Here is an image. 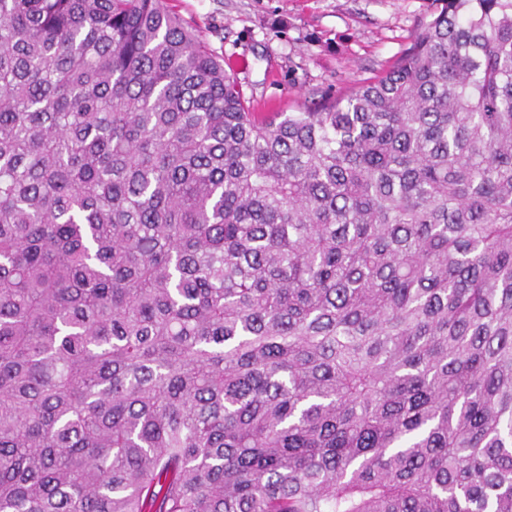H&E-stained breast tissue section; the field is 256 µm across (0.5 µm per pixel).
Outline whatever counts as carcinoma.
<instances>
[{
  "label": "carcinoma",
  "mask_w": 512,
  "mask_h": 512,
  "mask_svg": "<svg viewBox=\"0 0 512 512\" xmlns=\"http://www.w3.org/2000/svg\"><path fill=\"white\" fill-rule=\"evenodd\" d=\"M252 112L165 0H0V512H512V0Z\"/></svg>",
  "instance_id": "cac0c4a2"
}]
</instances>
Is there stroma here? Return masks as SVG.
<instances>
[{
	"label": "stroma",
	"mask_w": 512,
	"mask_h": 512,
	"mask_svg": "<svg viewBox=\"0 0 512 512\" xmlns=\"http://www.w3.org/2000/svg\"><path fill=\"white\" fill-rule=\"evenodd\" d=\"M229 64L256 112L317 109L383 75L431 0H167Z\"/></svg>",
	"instance_id": "35a3bbf8"
}]
</instances>
